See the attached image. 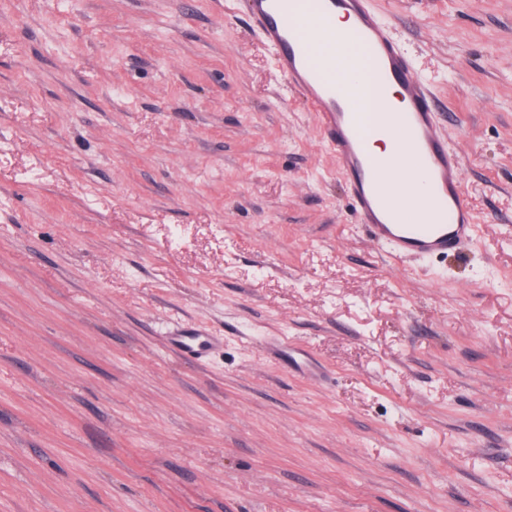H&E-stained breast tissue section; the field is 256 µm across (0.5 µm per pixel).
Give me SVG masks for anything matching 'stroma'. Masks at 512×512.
Listing matches in <instances>:
<instances>
[{
    "label": "stroma",
    "mask_w": 512,
    "mask_h": 512,
    "mask_svg": "<svg viewBox=\"0 0 512 512\" xmlns=\"http://www.w3.org/2000/svg\"><path fill=\"white\" fill-rule=\"evenodd\" d=\"M370 6L480 220L440 262L233 0H0V512H512V0ZM166 335V344L173 352L195 361L205 360L211 353L224 345L223 337L215 336L208 329L186 331L173 328Z\"/></svg>",
    "instance_id": "1"
}]
</instances>
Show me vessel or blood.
<instances>
[{"label": "vessel or blood", "mask_w": 512, "mask_h": 512, "mask_svg": "<svg viewBox=\"0 0 512 512\" xmlns=\"http://www.w3.org/2000/svg\"><path fill=\"white\" fill-rule=\"evenodd\" d=\"M249 19L272 47L277 70L317 112L325 148L335 155L352 206L374 243L389 247L395 260L447 257L479 232L477 217L462 191L461 158L439 130L436 98L414 73L368 0H245ZM352 23L335 26L338 15ZM364 72L369 88H397L400 101L378 125L368 123L363 94L354 76ZM390 138L391 166L423 176L427 192L414 201L393 191L388 167L366 143L373 134ZM177 355L205 360L223 347V337L206 329L168 331Z\"/></svg>", "instance_id": "obj_1"}]
</instances>
